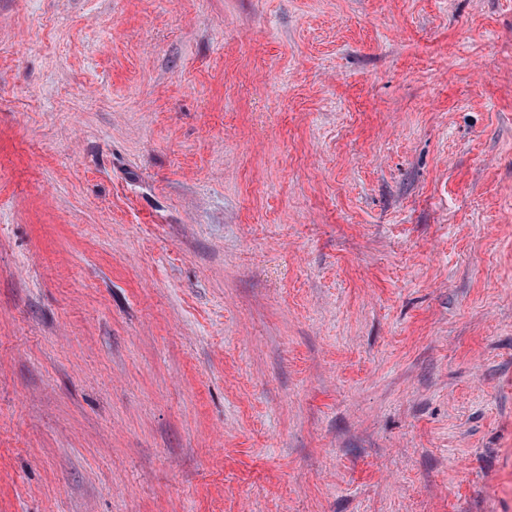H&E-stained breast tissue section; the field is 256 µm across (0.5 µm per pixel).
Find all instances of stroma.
Returning a JSON list of instances; mask_svg holds the SVG:
<instances>
[{
  "mask_svg": "<svg viewBox=\"0 0 512 512\" xmlns=\"http://www.w3.org/2000/svg\"><path fill=\"white\" fill-rule=\"evenodd\" d=\"M0 512H512V0H0Z\"/></svg>",
  "mask_w": 512,
  "mask_h": 512,
  "instance_id": "35a3bbf8",
  "label": "stroma"
}]
</instances>
